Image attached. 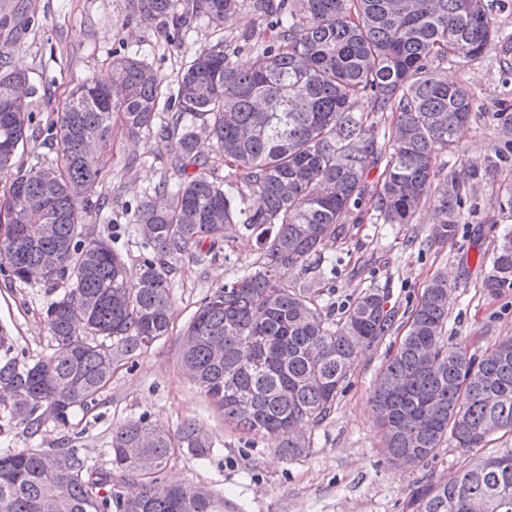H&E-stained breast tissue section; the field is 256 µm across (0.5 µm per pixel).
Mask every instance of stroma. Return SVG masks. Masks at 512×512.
Here are the masks:
<instances>
[{
    "instance_id": "1",
    "label": "stroma",
    "mask_w": 512,
    "mask_h": 512,
    "mask_svg": "<svg viewBox=\"0 0 512 512\" xmlns=\"http://www.w3.org/2000/svg\"><path fill=\"white\" fill-rule=\"evenodd\" d=\"M494 14L500 35L494 49L476 61L455 58L440 66L449 81L467 87L475 110L454 148L440 156L433 183L437 193L452 181L462 187L456 237L434 239L440 218L431 200L420 206L410 224L382 223L373 204L382 181L378 166L367 175L366 195L353 211L346 239L331 251L335 267H324L317 279L322 303L335 309L376 289L397 315L383 340L354 362L348 386L328 419L310 428L307 455L282 459L269 439L225 423L181 370L180 341L201 300L256 262L258 249L251 236L225 243L217 257L178 264L171 277L169 336L119 362L96 403L75 411L69 427L48 420L32 436L0 405V449L75 448L89 463L104 466L114 429L144 415L170 431L193 420L208 434L211 453L179 454L165 474L223 493L225 512H406L405 504L420 482L452 477L470 465L472 455L446 444L426 465L394 466L375 425L372 394L435 273L448 276L449 342L466 341L470 353L479 356L502 337L512 336V288L495 296L483 289L495 249L512 229V211L498 206L500 199L512 196V149L490 118L500 100L512 101V69L505 65L512 60V0H496ZM30 15L35 18L31 24L26 21ZM261 27L259 16L246 7L225 24L223 33L198 22L182 41L173 42L136 18L132 0H0V49L8 51L11 67L25 72L34 89L26 99L33 137L18 153L17 167L56 159L60 146L47 139L46 125L72 87L92 77L109 79L112 56L135 53L159 71V110L165 113L180 67L201 46L220 38L230 44ZM173 153L172 142L152 135L130 139L120 124H113L106 158L110 176L100 193L134 200L160 180L163 159ZM476 166L482 168V177H473ZM92 222L98 233L114 236L129 268L138 269L144 250L120 203L93 216ZM52 299L43 286L10 279L0 271V360L32 363L50 352L46 309Z\"/></svg>"
}]
</instances>
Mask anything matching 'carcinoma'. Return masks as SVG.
<instances>
[{"mask_svg": "<svg viewBox=\"0 0 512 512\" xmlns=\"http://www.w3.org/2000/svg\"><path fill=\"white\" fill-rule=\"evenodd\" d=\"M135 12L172 40L199 18L224 28L245 0H134ZM267 31L241 37L250 65L233 62L218 43L203 47L176 80L175 111L157 122L161 76L136 56L111 60L112 80L75 87L46 126L60 143L53 163L16 172L0 200V266L23 283L64 293L47 307L53 345L32 364L0 363V402L30 434L52 420L68 427L74 408L95 402L114 366L168 335V277L186 256H217L243 231L256 234L260 257L234 282L204 297L182 336L180 364L224 413V421L275 443L287 460L309 452L299 426L331 414L360 350L381 342L396 313L367 291L335 317L315 300L307 274L327 247L346 237L368 172L386 160L374 208L386 224L411 223L431 195L440 154L473 111L468 89L434 66L450 56L477 60L499 39L489 0H250ZM28 84L0 50V172L14 167L29 141L31 116L14 89ZM366 96L373 113L352 103ZM393 115L389 153L378 121ZM512 130V103L491 113ZM118 121L130 137L157 132L177 139L162 179L124 212L147 250L137 284L112 238L84 235L86 219L112 206L97 193ZM208 140L224 157V181L200 150ZM83 189L75 196L74 188ZM459 186L438 196L435 235L452 240ZM52 233L43 235L44 225ZM56 253L44 270L42 257ZM295 276L290 283L286 276ZM483 288H512V231L497 247ZM447 276L435 274L409 317V328L373 392L389 458L419 465L446 443L469 453L497 432L512 431V337L479 358L448 343ZM253 407L244 412L239 395ZM211 444L193 420L171 433L142 417L112 432V459L96 467L73 448L0 451V512H224L207 487L164 481L181 451L207 455ZM151 457L154 468L140 470ZM512 512V450L478 459L450 479L417 486L409 512Z\"/></svg>", "mask_w": 512, "mask_h": 512, "instance_id": "1", "label": "carcinoma"}]
</instances>
